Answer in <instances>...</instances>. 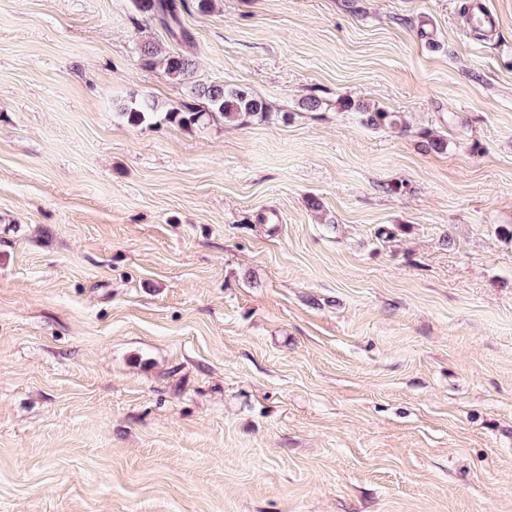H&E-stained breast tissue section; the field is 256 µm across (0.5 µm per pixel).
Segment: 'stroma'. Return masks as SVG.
Listing matches in <instances>:
<instances>
[{
    "label": "stroma",
    "instance_id": "obj_1",
    "mask_svg": "<svg viewBox=\"0 0 512 512\" xmlns=\"http://www.w3.org/2000/svg\"><path fill=\"white\" fill-rule=\"evenodd\" d=\"M471 2L187 6L271 112L133 127L189 97L158 22L0 0V512H512V0ZM339 109L344 111L358 109L361 112H365L366 121L374 126L386 125L389 127H398L400 129L406 126V123L403 121L399 112H389L382 108H377L374 111L368 112L369 108L364 107L363 104L358 103L356 105L349 100H344L339 103Z\"/></svg>",
    "mask_w": 512,
    "mask_h": 512
}]
</instances>
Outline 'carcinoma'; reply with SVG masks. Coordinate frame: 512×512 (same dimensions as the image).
Segmentation results:
<instances>
[{"label":"carcinoma","instance_id":"cac0c4a2","mask_svg":"<svg viewBox=\"0 0 512 512\" xmlns=\"http://www.w3.org/2000/svg\"><path fill=\"white\" fill-rule=\"evenodd\" d=\"M136 13L158 21L170 37L180 46L178 50L158 56L150 46L141 48L145 65L161 66L164 74L172 81L190 83L189 100L177 106L166 107L159 104L150 95H133L120 106L121 114L127 122L138 127L162 113L170 123L181 126L198 125L217 113L226 122H238L246 118L262 120L270 112L266 101L255 96L246 88L227 87L220 83H191L195 62L184 47L193 44L192 34L182 26L180 14L185 7L184 0H133ZM339 109L349 111L358 109L366 113V121L374 126H406L398 112H389L382 108L368 110L362 104L349 100L339 103Z\"/></svg>","mask_w":512,"mask_h":512}]
</instances>
